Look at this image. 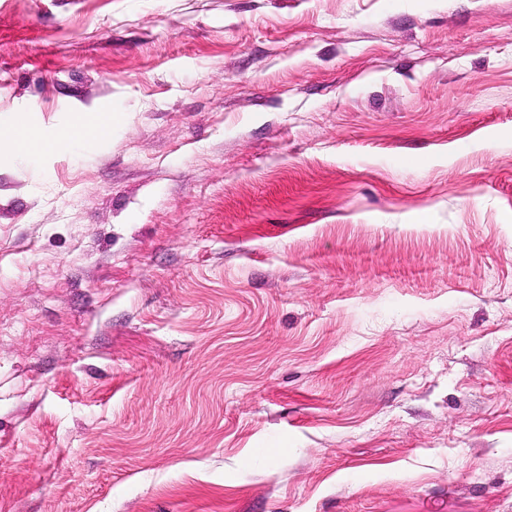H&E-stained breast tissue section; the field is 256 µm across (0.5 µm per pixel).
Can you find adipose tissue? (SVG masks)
<instances>
[{"label":"adipose tissue","mask_w":512,"mask_h":512,"mask_svg":"<svg viewBox=\"0 0 512 512\" xmlns=\"http://www.w3.org/2000/svg\"><path fill=\"white\" fill-rule=\"evenodd\" d=\"M6 138H0V162H10L18 158L33 159L40 155L74 146L86 139L103 140L112 129V122L100 119L93 129H85L80 124H70L51 132H33L22 114H14L6 119Z\"/></svg>","instance_id":"ef3b65f1"}]
</instances>
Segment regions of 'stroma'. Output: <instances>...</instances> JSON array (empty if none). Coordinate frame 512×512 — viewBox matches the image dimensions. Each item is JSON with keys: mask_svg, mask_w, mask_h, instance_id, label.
Instances as JSON below:
<instances>
[{"mask_svg": "<svg viewBox=\"0 0 512 512\" xmlns=\"http://www.w3.org/2000/svg\"><path fill=\"white\" fill-rule=\"evenodd\" d=\"M0 512H512V0H0ZM8 127L6 139L0 137V165L17 158L34 159L48 152L74 146L86 139L104 140L112 129V117L100 119L92 128L86 131L81 124H70L52 130L49 133L33 132L30 130L22 113H15L4 119Z\"/></svg>", "mask_w": 512, "mask_h": 512, "instance_id": "35a3bbf8", "label": "stroma"}]
</instances>
